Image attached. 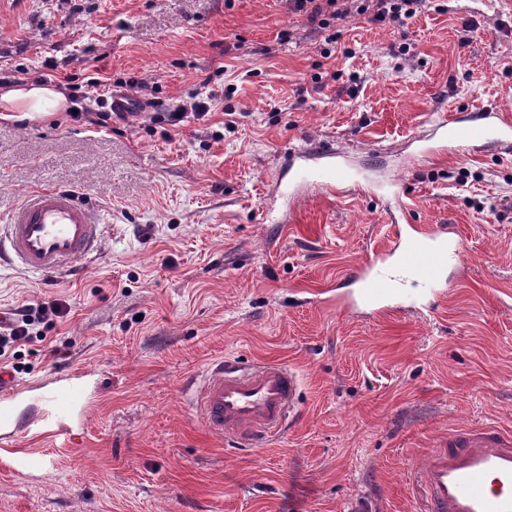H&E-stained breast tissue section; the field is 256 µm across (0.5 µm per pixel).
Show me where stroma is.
Masks as SVG:
<instances>
[{
  "label": "stroma",
  "mask_w": 512,
  "mask_h": 512,
  "mask_svg": "<svg viewBox=\"0 0 512 512\" xmlns=\"http://www.w3.org/2000/svg\"><path fill=\"white\" fill-rule=\"evenodd\" d=\"M335 27L326 44L288 0H0V75L68 98L0 117V221L28 193L70 188L109 222L73 274L0 265V311L69 305L18 381L93 373L73 441L9 442L47 468L18 473L0 452V512H416L407 470L450 428H512V155H394L434 112L512 110V0ZM202 89L206 120L166 131L161 113ZM115 92L150 105L107 128L73 118ZM332 144L397 176L414 223L455 225L459 272L433 316L327 308L393 244L394 202L372 194L313 191L285 216L283 151ZM221 357L298 371L291 429L257 448L205 433L184 379Z\"/></svg>",
  "instance_id": "stroma-1"
}]
</instances>
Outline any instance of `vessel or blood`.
<instances>
[{
	"label": "vessel or blood",
	"instance_id": "obj_1",
	"mask_svg": "<svg viewBox=\"0 0 512 512\" xmlns=\"http://www.w3.org/2000/svg\"><path fill=\"white\" fill-rule=\"evenodd\" d=\"M434 136L443 143L490 145L512 154V111L487 106L457 111L453 117L436 114ZM318 164L304 165L307 156ZM290 179L285 193L298 203L299 188L310 184L325 192L359 185L336 162L334 147L307 152L292 147L284 154ZM393 198L400 213L394 226L395 245L376 254L357 276L358 296L337 294V310L357 305L378 315L406 310L433 315L445 301L444 287L451 258L463 250L453 225L430 228L408 221L415 203L402 189ZM106 227L99 210L78 192L51 189L26 195L6 223L0 224V257L15 259L35 274H65L97 251ZM425 277L429 287L404 294L400 285ZM88 370L74 368L41 384L38 405L25 419H17L15 407L26 391L10 373L0 368V439L17 432L73 439L74 413L87 401ZM300 382L290 368L265 363L250 369L232 358L208 364L204 381L195 388L196 414L212 435L242 447L263 444L283 434L298 407ZM422 491L421 512H512V430L495 424L459 425L413 470Z\"/></svg>",
	"mask_w": 512,
	"mask_h": 512
}]
</instances>
